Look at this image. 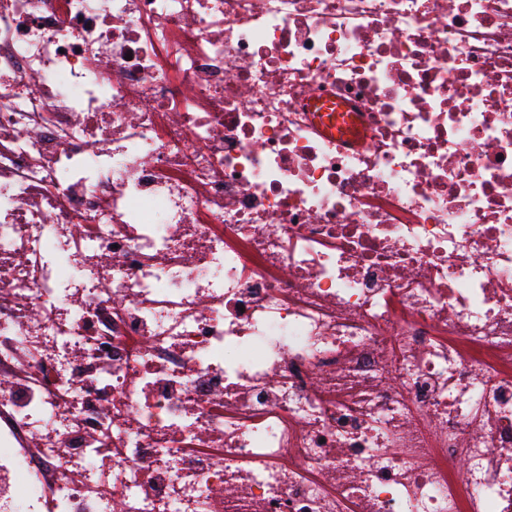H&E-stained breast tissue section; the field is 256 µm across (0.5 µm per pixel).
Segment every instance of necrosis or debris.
<instances>
[{"instance_id":"1","label":"necrosis or debris","mask_w":512,"mask_h":512,"mask_svg":"<svg viewBox=\"0 0 512 512\" xmlns=\"http://www.w3.org/2000/svg\"><path fill=\"white\" fill-rule=\"evenodd\" d=\"M0 512H512V0H0Z\"/></svg>"}]
</instances>
